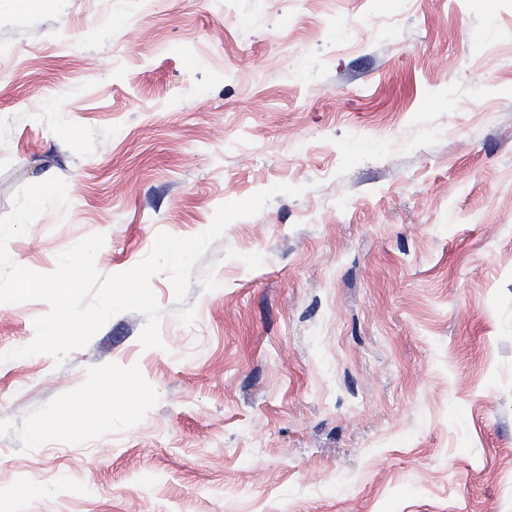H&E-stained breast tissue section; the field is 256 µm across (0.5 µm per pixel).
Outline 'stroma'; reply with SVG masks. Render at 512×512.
Listing matches in <instances>:
<instances>
[{
    "instance_id": "35a3bbf8",
    "label": "stroma",
    "mask_w": 512,
    "mask_h": 512,
    "mask_svg": "<svg viewBox=\"0 0 512 512\" xmlns=\"http://www.w3.org/2000/svg\"><path fill=\"white\" fill-rule=\"evenodd\" d=\"M2 51L0 216L67 183L19 266L303 192L151 278L162 347L0 364V512H512V0H0Z\"/></svg>"
}]
</instances>
